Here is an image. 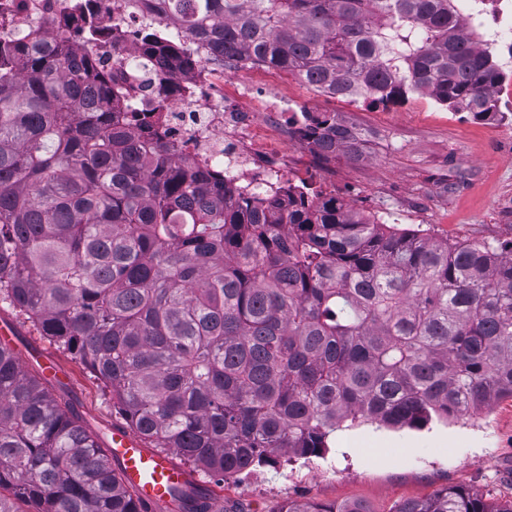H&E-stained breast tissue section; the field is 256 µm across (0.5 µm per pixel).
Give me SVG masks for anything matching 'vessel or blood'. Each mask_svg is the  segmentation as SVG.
Listing matches in <instances>:
<instances>
[{
  "instance_id": "b4317fda",
  "label": "vessel or blood",
  "mask_w": 512,
  "mask_h": 512,
  "mask_svg": "<svg viewBox=\"0 0 512 512\" xmlns=\"http://www.w3.org/2000/svg\"><path fill=\"white\" fill-rule=\"evenodd\" d=\"M108 452L117 462L125 486L149 512H161L170 502L171 490L192 479L187 467L173 455L147 448L137 433L121 424L111 428Z\"/></svg>"
}]
</instances>
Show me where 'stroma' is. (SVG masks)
<instances>
[{
    "label": "stroma",
    "instance_id": "35a3bbf8",
    "mask_svg": "<svg viewBox=\"0 0 512 512\" xmlns=\"http://www.w3.org/2000/svg\"><path fill=\"white\" fill-rule=\"evenodd\" d=\"M273 86L276 97L300 112H329L362 141L356 158L289 164V177L321 189L336 178V195L356 211L401 228L420 227L452 242L512 240V104L508 118L479 121L414 94L383 107L325 97L274 70L224 79ZM0 323L14 331L12 346L36 371L34 350L49 353L65 371L54 394L71 402L101 437L122 417L85 366L42 335L25 315L0 302ZM215 512H280L288 501L361 503L393 512L406 500H424L463 486L492 500L512 498V398L475 408L461 419L425 429L375 424L341 430L327 452L282 461L249 475L217 480L197 473Z\"/></svg>",
    "mask_w": 512,
    "mask_h": 512
}]
</instances>
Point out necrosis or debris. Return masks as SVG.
Returning a JSON list of instances; mask_svg holds the SVG:
<instances>
[{
    "mask_svg": "<svg viewBox=\"0 0 512 512\" xmlns=\"http://www.w3.org/2000/svg\"><path fill=\"white\" fill-rule=\"evenodd\" d=\"M464 19L480 48L512 61V0H467ZM74 11L64 0H0V38L41 26L46 38L63 33L71 48L90 55L115 85L127 92L134 111L150 114L165 142L187 159L235 186L263 187L288 194L283 159L256 153L249 132L250 111L224 99L223 70L248 67V60L200 57L196 67L170 77L159 53L146 49L151 27L128 0H81Z\"/></svg>",
    "mask_w": 512,
    "mask_h": 512,
    "instance_id": "obj_1",
    "label": "necrosis or debris"
}]
</instances>
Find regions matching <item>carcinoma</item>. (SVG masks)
Here are the masks:
<instances>
[{
    "label": "carcinoma",
    "instance_id": "obj_1",
    "mask_svg": "<svg viewBox=\"0 0 512 512\" xmlns=\"http://www.w3.org/2000/svg\"><path fill=\"white\" fill-rule=\"evenodd\" d=\"M205 49L339 98L504 116L512 77L453 0H152ZM37 29L0 41V300L78 357L159 453L223 478L336 430L422 429L512 398V241L448 243L335 196L240 194L176 161L106 75ZM307 135L355 156L334 116ZM165 512H208L194 490ZM142 512L99 434L0 347V512ZM281 512H369L290 501ZM396 512H512L448 487Z\"/></svg>",
    "mask_w": 512,
    "mask_h": 512
}]
</instances>
